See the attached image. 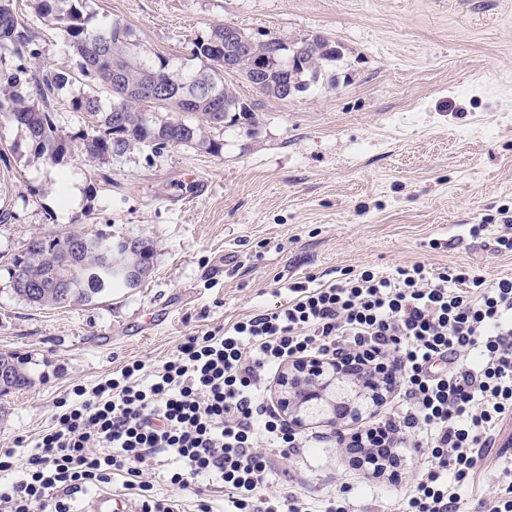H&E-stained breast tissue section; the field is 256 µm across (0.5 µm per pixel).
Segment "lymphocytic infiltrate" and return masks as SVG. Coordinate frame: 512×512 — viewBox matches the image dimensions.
Masks as SVG:
<instances>
[{"instance_id": "1", "label": "lymphocytic infiltrate", "mask_w": 512, "mask_h": 512, "mask_svg": "<svg viewBox=\"0 0 512 512\" xmlns=\"http://www.w3.org/2000/svg\"><path fill=\"white\" fill-rule=\"evenodd\" d=\"M341 363L365 384L394 392L384 415L336 430L335 444L397 468L413 448L428 462L406 485L402 512H461L453 485L481 468L500 424L512 419V277L414 263L383 274L341 273L291 286L285 304L236 321L224 333L185 337L150 379L141 361L93 388L75 386L25 456L0 448L6 512H71L74 495L122 478L140 512H181L149 472L176 459L169 485L197 496L216 478L230 512H350L337 495L317 503L289 486L270 491L277 462L308 446L268 401V377L285 362Z\"/></svg>"}]
</instances>
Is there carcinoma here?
Returning a JSON list of instances; mask_svg holds the SVG:
<instances>
[{"mask_svg": "<svg viewBox=\"0 0 512 512\" xmlns=\"http://www.w3.org/2000/svg\"><path fill=\"white\" fill-rule=\"evenodd\" d=\"M40 22H51L67 39L78 57L75 71L40 72L30 60L38 57ZM0 40L12 47V62L0 68V121L15 124L28 133L30 152L51 164L61 163L68 151L66 134L56 123L53 109L56 92L64 86L89 79L97 90L71 101L72 109L86 114L90 131L83 134L88 160H105L128 152L138 144H148L159 153L173 145H204L217 152L221 145L206 139L203 127L175 116L159 124L143 112L144 92L156 86L168 93L166 111L183 109L184 92L194 94L191 112L200 114L206 124L223 126L227 119L252 123V113L241 111L242 101L233 85L221 80L215 70L224 56V25L193 44L192 54L206 65L191 74L176 73L164 59L145 61L130 28L114 22L106 29L93 32L76 6V0H35L33 15L19 17L13 0H0ZM279 51L263 70L252 71L243 63L238 72L251 84H260L264 93L287 99L307 90L316 80L320 66L336 59L335 44L321 36L290 46L276 39ZM33 87L36 97L22 93ZM121 99V111L102 107L99 91ZM132 252L111 250L103 234L88 235L79 231L44 232L31 236L23 252L12 260L13 292L26 303L37 307L62 306L91 302L116 286L131 287V272L149 270L154 248L145 238L133 239Z\"/></svg>", "mask_w": 512, "mask_h": 512, "instance_id": "carcinoma-1", "label": "carcinoma"}]
</instances>
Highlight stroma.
<instances>
[{
  "label": "stroma",
  "instance_id": "35a3bbf8",
  "mask_svg": "<svg viewBox=\"0 0 512 512\" xmlns=\"http://www.w3.org/2000/svg\"><path fill=\"white\" fill-rule=\"evenodd\" d=\"M92 29L130 27L142 55L179 73L217 24L272 32L285 43L321 36L336 45L309 89L281 100L237 75L252 125L206 134L220 152L142 145L88 161V129L60 89L56 120L71 138L66 171L80 201L57 192V168L34 157L25 130L0 127V354L27 373L0 397V448L48 426L58 401L125 362L165 360L184 336L232 325L287 302L291 284L337 270L381 272L416 262L512 276L496 254L502 210H512V0H84ZM40 70L75 59L59 30L40 24ZM487 225L484 240L467 234ZM78 230L145 238L147 277L84 304L32 307L8 269L31 235ZM419 464L404 454L391 483L323 443L274 469L317 500L349 489L352 512H398Z\"/></svg>",
  "mask_w": 512,
  "mask_h": 512
}]
</instances>
